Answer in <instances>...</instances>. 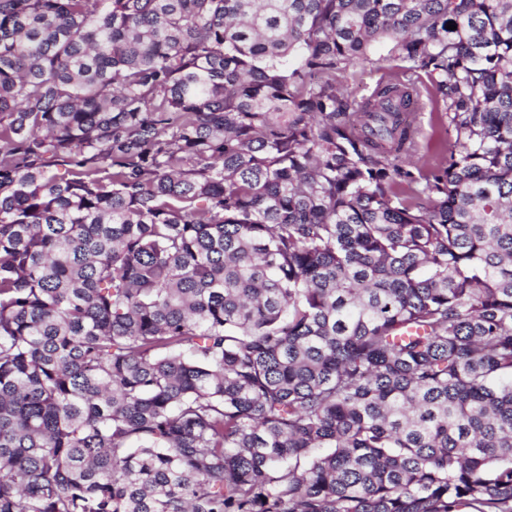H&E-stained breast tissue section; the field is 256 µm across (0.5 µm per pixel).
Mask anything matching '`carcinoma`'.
<instances>
[{
    "label": "carcinoma",
    "mask_w": 512,
    "mask_h": 512,
    "mask_svg": "<svg viewBox=\"0 0 512 512\" xmlns=\"http://www.w3.org/2000/svg\"><path fill=\"white\" fill-rule=\"evenodd\" d=\"M0 512H512V0H0ZM389 49L390 45L385 42L375 44L370 62L360 63L337 74V80L349 85L357 100L366 98L380 82L388 79L389 74L401 76V63L392 59ZM417 122L421 128V135L418 141V153L415 158L416 175L425 173L430 166L437 163L448 149V144L454 138L448 132L446 118L441 112H437L435 105L423 97V105L419 112H416Z\"/></svg>",
    "instance_id": "carcinoma-1"
}]
</instances>
